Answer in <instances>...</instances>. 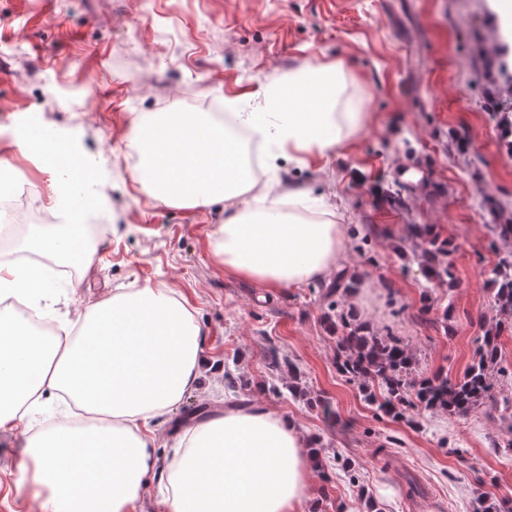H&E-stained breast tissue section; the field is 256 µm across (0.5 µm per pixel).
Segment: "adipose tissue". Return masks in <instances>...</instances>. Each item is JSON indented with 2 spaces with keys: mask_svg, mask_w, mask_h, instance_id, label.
Wrapping results in <instances>:
<instances>
[{
  "mask_svg": "<svg viewBox=\"0 0 512 512\" xmlns=\"http://www.w3.org/2000/svg\"><path fill=\"white\" fill-rule=\"evenodd\" d=\"M344 89L342 63L315 61L268 79L248 112L138 117L132 177L160 205L223 204L211 248L225 274L272 289L329 281L341 271L347 238L346 225L332 219L333 204L298 186L280 192L259 182L247 156L302 165L345 148L365 115L344 101ZM18 148L68 157L52 187L58 223L31 230L20 250L87 270L94 252L83 214L93 199L77 185L92 181V168L45 130L28 132ZM52 288L43 268L0 261V432L25 434L17 485L31 488L40 512H139L155 472L165 512H299L309 501L313 440L283 412L256 402L226 404L186 426L172 452L157 458L154 420L198 387L205 364L185 298L159 285L116 291L78 314L73 331L47 338L3 305L22 298L54 316ZM56 393L85 409L88 425L75 428L63 415L30 433L29 414Z\"/></svg>",
  "mask_w": 512,
  "mask_h": 512,
  "instance_id": "1",
  "label": "adipose tissue"
}]
</instances>
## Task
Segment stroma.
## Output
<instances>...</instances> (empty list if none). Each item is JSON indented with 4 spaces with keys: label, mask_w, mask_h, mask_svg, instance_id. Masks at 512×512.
<instances>
[{
    "label": "stroma",
    "mask_w": 512,
    "mask_h": 512,
    "mask_svg": "<svg viewBox=\"0 0 512 512\" xmlns=\"http://www.w3.org/2000/svg\"><path fill=\"white\" fill-rule=\"evenodd\" d=\"M496 28L488 0H0V159L49 200L52 170L8 136L32 119L73 140L95 169L103 221L85 230L97 261L82 278L53 275L56 308L72 315L118 288L166 286L193 307L215 362L157 424L161 446L223 407V367L233 364L250 383L246 398L287 412L318 441L324 470L302 512H367L368 495L380 512L512 505V419L499 405L512 399V326L492 399L464 416L376 415L336 369L320 285L269 289L225 275L210 248L223 207L156 204L132 181L127 147L136 116L222 112L268 76L341 61L366 127L330 157L278 160L275 177L328 197L337 223L354 229L343 264L368 297L344 311L400 336L418 374L454 380L500 318L488 281L493 227L512 220V146L496 118L512 113V68L493 60ZM417 224L451 241L452 289L429 287L402 255ZM273 347L297 363L309 400L271 390ZM20 453V438L0 433V512H36L16 490Z\"/></svg>",
    "instance_id": "stroma-1"
}]
</instances>
